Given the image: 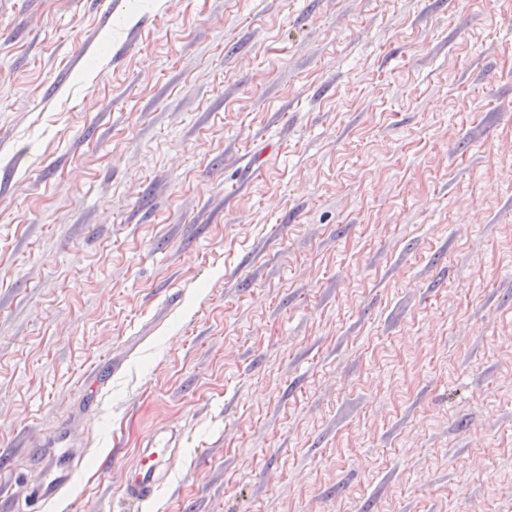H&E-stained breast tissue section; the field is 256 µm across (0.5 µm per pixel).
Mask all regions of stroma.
<instances>
[{
	"mask_svg": "<svg viewBox=\"0 0 512 512\" xmlns=\"http://www.w3.org/2000/svg\"><path fill=\"white\" fill-rule=\"evenodd\" d=\"M77 455L42 512H512V0H0V512ZM170 439L161 437L147 444L139 456L137 463L128 473L122 492L128 501H143L153 495L160 482V467L170 448Z\"/></svg>",
	"mask_w": 512,
	"mask_h": 512,
	"instance_id": "35a3bbf8",
	"label": "stroma"
}]
</instances>
